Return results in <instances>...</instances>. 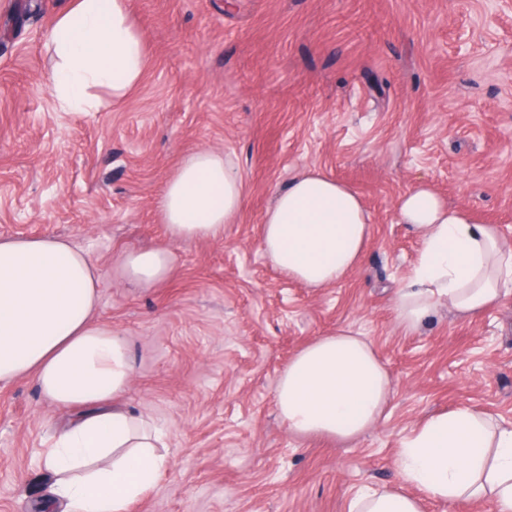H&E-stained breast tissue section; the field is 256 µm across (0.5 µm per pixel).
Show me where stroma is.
Listing matches in <instances>:
<instances>
[{"label":"stroma","instance_id":"obj_1","mask_svg":"<svg viewBox=\"0 0 512 512\" xmlns=\"http://www.w3.org/2000/svg\"><path fill=\"white\" fill-rule=\"evenodd\" d=\"M0 0V238L59 237L99 268L97 322L125 336L127 408L150 417L168 467L128 512H348L397 483L402 436L459 406L512 421V289L471 321L448 310L415 334L392 296L418 241L399 198L425 182L512 244V0H129L141 82L96 112L61 111L45 34L67 0ZM239 169L244 205L220 239L171 241L158 203L199 149ZM306 168L346 183L371 216L362 264L313 289L265 258L261 220ZM174 271L123 281L131 248ZM349 328L386 366L382 423L341 443L297 437L275 391L293 356ZM71 411L34 377L0 383V512H36L44 453Z\"/></svg>","mask_w":512,"mask_h":512}]
</instances>
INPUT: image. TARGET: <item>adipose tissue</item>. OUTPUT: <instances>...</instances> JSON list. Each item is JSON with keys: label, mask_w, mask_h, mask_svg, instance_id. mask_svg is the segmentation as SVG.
<instances>
[{"label": "adipose tissue", "mask_w": 512, "mask_h": 512, "mask_svg": "<svg viewBox=\"0 0 512 512\" xmlns=\"http://www.w3.org/2000/svg\"><path fill=\"white\" fill-rule=\"evenodd\" d=\"M129 0H70L47 31L56 62L47 76L62 111L91 112L97 89L119 100L139 84L145 45ZM172 240L220 238L243 206V180L224 155H188L160 199ZM420 248L393 296L399 327L418 332L440 308L471 319L497 305L512 284V246L496 226L448 205L421 182L397 203ZM261 249L288 279L310 288L343 281L370 238V218L346 184L307 168L279 191L262 219ZM164 248L123 259L130 287L165 280ZM100 273L87 254L56 237L0 239V382L34 376L55 405L78 418L44 457L64 512H127L168 466L163 433L121 398L132 381L129 345L98 323ZM389 373L371 342L349 329L319 337L283 371L275 404L288 431L351 441L382 419ZM399 481L368 486L350 512H423L424 500H492L512 512V425L469 407L429 416L400 441Z\"/></svg>", "instance_id": "adipose-tissue-1"}]
</instances>
